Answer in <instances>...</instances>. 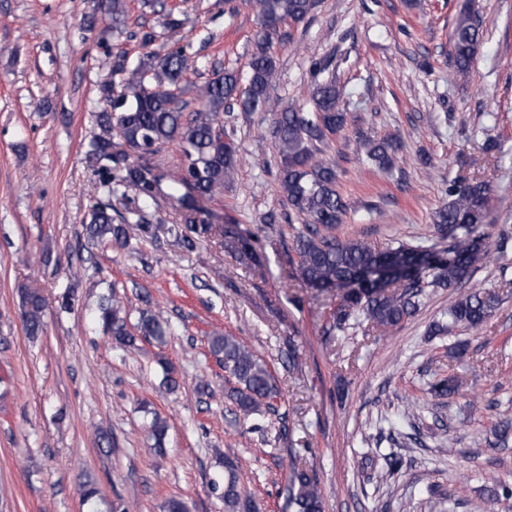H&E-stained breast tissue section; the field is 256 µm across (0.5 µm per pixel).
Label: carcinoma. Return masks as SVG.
<instances>
[{
  "mask_svg": "<svg viewBox=\"0 0 512 512\" xmlns=\"http://www.w3.org/2000/svg\"><path fill=\"white\" fill-rule=\"evenodd\" d=\"M258 21L246 82L231 69L215 74L197 90L199 108L186 114V104L174 93L187 68L182 50L164 54L144 53L136 65L126 64L121 53L112 59L111 79L100 87L102 107L96 115L100 132L90 142L88 157L94 164L100 188L106 199L91 208L85 235L92 242H106L127 249L131 241L154 234L153 225L142 210L114 214L112 200H156L166 179L152 164V157L170 142H178L184 157L185 176L177 184L187 192L176 197L183 210L179 238L192 251L212 234L213 225L200 224L195 203L224 190V183L239 162L238 147L217 131L224 110L238 105L245 112L264 108L271 100L276 83L277 64L271 52L272 39L282 40L280 26L300 23L314 7L313 0H248ZM483 36L478 14L460 12L452 34L450 75H469ZM120 77L121 91L114 95V76ZM314 111L290 108L273 114L270 133L278 145L280 164L278 184L288 208L304 220L294 240L298 256V280L311 290L336 288L341 300L336 307L330 331L346 333L361 321L387 331L416 315L429 287L457 288L471 278L472 268L489 255L479 227L485 223L492 199L488 182L459 176L448 185V202L435 215L440 238L448 240L445 254L426 247H412L392 241L376 248L361 239L341 240L329 233L343 223L348 206L337 190L335 166L316 159V144L342 131L347 124L342 91L336 80L315 81ZM367 161L382 170L394 167L398 142L391 137L363 136L360 141ZM231 251L239 259H256L257 235L250 230L228 228L224 232ZM137 325L129 328L126 308L117 294L101 299L98 323L104 335L120 347L138 342L162 344L169 331L168 319L151 309L142 297ZM500 303L496 293L472 286L460 292L440 321L429 333L442 336L455 329L476 332L488 321ZM44 299L35 290L21 296V320L32 338L44 329ZM210 354L234 380L228 394L236 412L248 420L272 410L278 388L269 366L255 351L230 334L208 337ZM458 392L450 377L433 379L428 394L443 401ZM512 438V420L500 421L486 439L490 447L505 446ZM235 462L224 458V512H253L252 500L240 490ZM288 507L293 512H324V498L314 475L303 467L292 466L284 487ZM512 497V488L503 486L470 504V512H499L502 502ZM82 504L89 512H105L110 504L94 483L83 486Z\"/></svg>",
  "mask_w": 512,
  "mask_h": 512,
  "instance_id": "carcinoma-1",
  "label": "carcinoma"
}]
</instances>
